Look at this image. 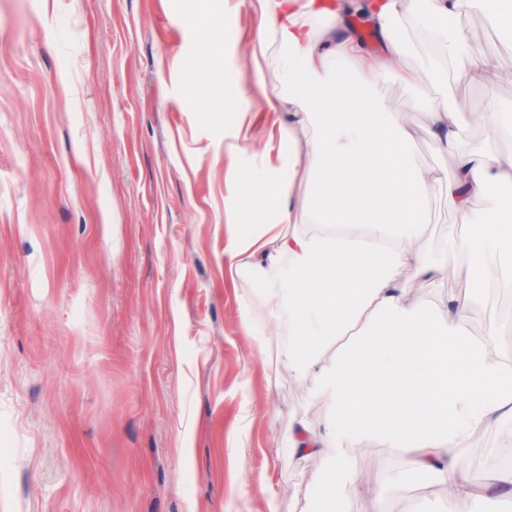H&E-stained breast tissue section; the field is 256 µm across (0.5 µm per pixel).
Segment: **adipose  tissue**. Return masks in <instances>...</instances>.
Instances as JSON below:
<instances>
[{"label": "adipose tissue", "mask_w": 512, "mask_h": 512, "mask_svg": "<svg viewBox=\"0 0 512 512\" xmlns=\"http://www.w3.org/2000/svg\"><path fill=\"white\" fill-rule=\"evenodd\" d=\"M253 56L288 78L287 95L266 98L288 110L276 129L277 156L250 174L240 211L273 208L272 222L230 240L224 256L237 277L262 284L244 325L264 368H288L304 382L321 428L299 421L294 450L316 459L317 512H345L362 478L351 460L364 440L381 441L404 472L426 474L443 491L441 512H472L496 500L512 512V469L491 468L477 480L464 461L473 436L512 416V359L499 330L470 331L473 295H452L433 308L415 293L419 281L462 265L468 280L512 288V226L501 208L512 192V150L492 152L470 141L464 102L434 91L448 70L495 85L501 69L473 43L467 20L482 14L512 36V0H256ZM368 20L382 47L369 53L345 25L350 9ZM414 25L435 46L432 88L409 59ZM394 78L422 96L427 134L453 162V177L420 165L415 138L378 92ZM328 91L325 99L317 91ZM310 195L298 198V176ZM445 190L463 224L449 233L446 264L429 260L425 239L431 204ZM301 224L313 232L298 233ZM409 268L401 281L397 272ZM288 321V348L274 352L261 327ZM336 339V355L317 352ZM458 348L449 356V348Z\"/></svg>", "instance_id": "obj_1"}]
</instances>
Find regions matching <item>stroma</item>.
<instances>
[{
  "mask_svg": "<svg viewBox=\"0 0 512 512\" xmlns=\"http://www.w3.org/2000/svg\"><path fill=\"white\" fill-rule=\"evenodd\" d=\"M211 0H0V512H315L313 460L290 446L319 426L294 374H267L242 317L260 285H233L224 249L271 221L237 208L274 119L254 95L238 122L185 89L202 71L287 91L257 67L249 5L212 20ZM471 37L512 71V39L482 15ZM416 135L422 165L453 175L413 92L380 87ZM448 93L479 113L512 86L462 73ZM457 222L436 197L430 256ZM473 293V335L512 319V291L471 288L462 269L421 285L430 306ZM512 419L474 435L483 476ZM365 483L394 475L406 512L441 491L380 441L352 454Z\"/></svg>",
  "mask_w": 512,
  "mask_h": 512,
  "instance_id": "1",
  "label": "stroma"
}]
</instances>
